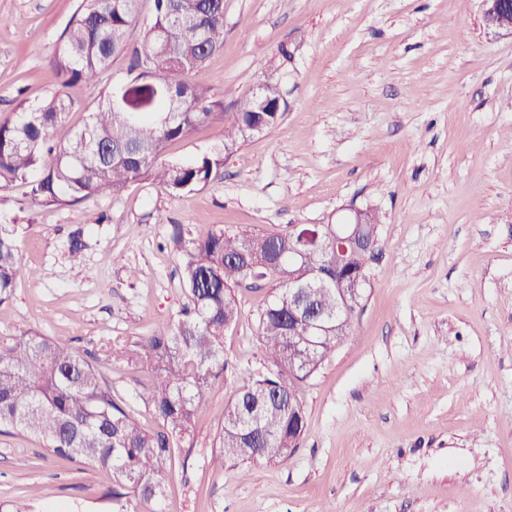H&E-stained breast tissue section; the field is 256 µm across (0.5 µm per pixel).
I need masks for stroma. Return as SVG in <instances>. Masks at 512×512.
I'll list each match as a JSON object with an SVG mask.
<instances>
[{"label":"stroma","instance_id":"obj_1","mask_svg":"<svg viewBox=\"0 0 512 512\" xmlns=\"http://www.w3.org/2000/svg\"><path fill=\"white\" fill-rule=\"evenodd\" d=\"M82 0H0V120L63 93L66 142L101 87H63L50 66ZM20 16L24 26L8 24ZM194 80L226 112L276 84L280 122L224 150V119L167 144L164 159L220 153L205 186L172 195L134 181L117 195L33 203L0 190L27 278L0 304V336L33 330L95 364L149 430L146 374L109 359L177 321L188 302L171 227L191 235L335 224L375 208L380 251L353 329L301 386L306 429L287 461L212 462L222 411L267 373L259 316L276 283L236 290L227 369L190 437L177 440L160 512H512V35L479 0H224V46ZM82 230L80 261L68 254ZM0 435V512H112L109 474ZM28 457L26 466L18 458Z\"/></svg>","mask_w":512,"mask_h":512}]
</instances>
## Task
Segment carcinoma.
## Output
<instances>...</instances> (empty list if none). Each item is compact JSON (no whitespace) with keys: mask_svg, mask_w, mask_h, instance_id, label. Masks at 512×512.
I'll list each match as a JSON object with an SVG mask.
<instances>
[{"mask_svg":"<svg viewBox=\"0 0 512 512\" xmlns=\"http://www.w3.org/2000/svg\"><path fill=\"white\" fill-rule=\"evenodd\" d=\"M139 0H83L59 38L50 65L67 87L96 85L111 59L129 52V78L102 94V105L62 144L50 131L73 102L59 94L0 122V189L28 187L42 204L79 202L101 192L120 193L127 183L148 179L172 195L206 185L224 163L221 154L192 162L161 160L167 143L184 138L221 106L208 89L191 81L224 46V0H153L143 37L128 47ZM282 113L258 112L244 97L224 116V150L236 149L253 128L275 126ZM365 247L344 268L365 269L380 246L378 214L365 216ZM323 248L297 242V232L212 230L187 238L173 225L183 253L182 280L189 303L176 323L159 327L125 351L109 341L105 352L148 372L145 403L163 430L151 432L112 397L98 370L74 348L37 332L0 337V435L21 434L74 466L93 464L112 477V512H129L135 499L156 512L164 497L171 440L193 432L208 392L224 383V327L237 316L236 289L258 288L268 278L277 292L263 310L259 336L269 375L239 389L224 405L215 461L280 462L303 433L288 427V408L304 410L300 387L349 335L362 297H349L336 312V289L315 288V312L340 316L307 335L288 324V275L314 276L323 263L336 272V225L319 227ZM24 276L16 230L0 225V303Z\"/></svg>","mask_w":512,"mask_h":512,"instance_id":"obj_1","label":"carcinoma"}]
</instances>
